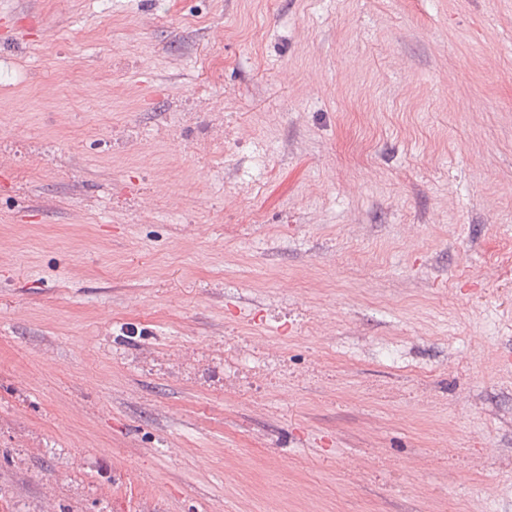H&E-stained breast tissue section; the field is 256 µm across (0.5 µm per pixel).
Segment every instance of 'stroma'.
<instances>
[{
    "instance_id": "stroma-1",
    "label": "stroma",
    "mask_w": 512,
    "mask_h": 512,
    "mask_svg": "<svg viewBox=\"0 0 512 512\" xmlns=\"http://www.w3.org/2000/svg\"><path fill=\"white\" fill-rule=\"evenodd\" d=\"M512 512V0H0V512Z\"/></svg>"
}]
</instances>
